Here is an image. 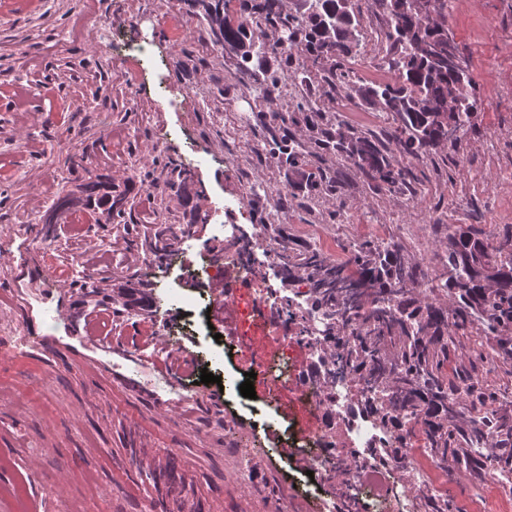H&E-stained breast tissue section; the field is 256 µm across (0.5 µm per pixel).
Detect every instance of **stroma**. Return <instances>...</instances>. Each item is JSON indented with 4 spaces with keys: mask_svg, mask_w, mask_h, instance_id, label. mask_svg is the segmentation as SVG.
Masks as SVG:
<instances>
[{
    "mask_svg": "<svg viewBox=\"0 0 512 512\" xmlns=\"http://www.w3.org/2000/svg\"><path fill=\"white\" fill-rule=\"evenodd\" d=\"M83 0H0V80L10 76L28 90L26 111L14 109L0 89V158L14 174L0 179V242L20 264L0 269V374L38 372L42 406L0 382V488L24 480V512H152V497L125 464L129 446L187 461L204 494L206 512H332L340 486L322 474L307 476L298 451L305 437L325 426L295 390L270 399L262 380L255 398H238L202 384V371L222 380L243 379L254 368L249 346L285 358L292 372L311 364L306 342L281 339L249 322L211 325L189 304L210 296L214 284L195 278L202 261L224 249L208 221L218 215L239 235L256 224L288 220L309 244L349 239L395 244L439 267L444 224H470L486 232L512 225V0H448V38L478 91L474 126L453 146L413 162L412 195L378 186L344 158L330 166L336 195L325 207L282 196L293 182L246 149L261 129L255 112H284L305 99L323 109L320 87L286 80L272 101L258 97V68L242 76L238 52H203L205 25L179 0H96L94 34L67 38ZM149 36L152 60L120 51V43ZM62 40L46 55V42ZM350 87L336 90L344 123L391 140L394 123L354 88L394 80L385 54L345 64ZM129 136L123 152L112 130ZM207 162L190 171L189 200L165 196L161 223L180 227L169 264L144 278L155 309L112 316L93 303L80 281H111L114 266L140 270L145 255L119 245L108 224L55 225L37 219L62 192L89 175L138 200L167 177L163 162ZM258 196L244 193L245 183ZM336 221L323 223V208ZM168 327L187 355L188 369L146 358L149 325ZM198 393L183 407L182 395ZM448 498L460 512H512V495L488 481L479 491L448 479Z\"/></svg>",
    "mask_w": 512,
    "mask_h": 512,
    "instance_id": "1",
    "label": "stroma"
}]
</instances>
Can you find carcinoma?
Wrapping results in <instances>:
<instances>
[{
	"label": "carcinoma",
	"instance_id": "1",
	"mask_svg": "<svg viewBox=\"0 0 512 512\" xmlns=\"http://www.w3.org/2000/svg\"><path fill=\"white\" fill-rule=\"evenodd\" d=\"M186 12L206 22L209 43L244 49L241 66L257 60L259 94L268 96L302 57L316 68L302 70V83L323 81L330 90L350 84L349 71L336 60L358 54L360 23L352 0H244L237 24L226 0H180ZM391 25L386 34L393 82L355 89L397 124L396 148L375 136L336 121V111L319 112L298 101L276 115L281 131L260 135L256 154L282 169L305 175L310 200L336 191L328 161L339 155L371 180L394 187L409 174L407 163L467 133L477 101L473 81L448 40V0H385ZM293 72V75L300 74ZM165 190L138 200L140 218L125 224L128 199L112 185L90 177L75 191L54 199L41 223L47 231L86 210L101 209L105 223L131 247L158 263L175 252L178 239L157 222L158 196L174 193L188 200L184 171L174 167ZM256 236L279 250L283 287L299 280L310 286L307 303L322 311V362L346 375L356 388V406L394 444L382 449L397 468L405 467L407 422L415 421L436 467L453 465L472 489L487 482V463L512 478V397L506 386L476 374L504 372L512 377V229L499 241L468 225L445 226L440 270L433 285L417 287L424 275L420 260L400 248L364 239L353 243L344 266L288 233L286 224H258ZM137 274L122 276L108 296L112 314L149 306L137 295ZM328 451H345L344 460L363 457L346 450L344 428L330 420ZM129 464L158 495L161 512H203L201 499L186 481L174 453L150 456L145 448L126 449ZM415 512H453L448 497L421 490Z\"/></svg>",
	"mask_w": 512,
	"mask_h": 512
}]
</instances>
